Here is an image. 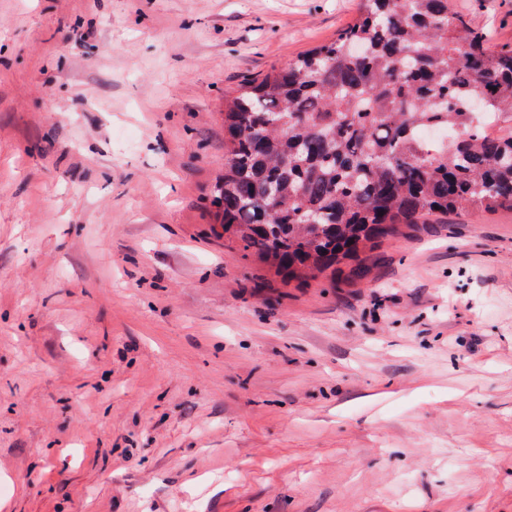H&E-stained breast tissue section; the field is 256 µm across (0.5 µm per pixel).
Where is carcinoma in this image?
Wrapping results in <instances>:
<instances>
[{"label":"carcinoma","instance_id":"cac0c4a2","mask_svg":"<svg viewBox=\"0 0 512 512\" xmlns=\"http://www.w3.org/2000/svg\"><path fill=\"white\" fill-rule=\"evenodd\" d=\"M487 42L448 0H363L335 40L225 92L224 233L298 277L433 215L512 211V47Z\"/></svg>","mask_w":512,"mask_h":512}]
</instances>
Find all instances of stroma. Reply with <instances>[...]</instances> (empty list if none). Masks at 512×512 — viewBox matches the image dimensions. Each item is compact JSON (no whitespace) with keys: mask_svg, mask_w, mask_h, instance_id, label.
I'll list each match as a JSON object with an SVG mask.
<instances>
[{"mask_svg":"<svg viewBox=\"0 0 512 512\" xmlns=\"http://www.w3.org/2000/svg\"><path fill=\"white\" fill-rule=\"evenodd\" d=\"M360 11L0 0V512H512V211L292 281L215 216L225 92Z\"/></svg>","mask_w":512,"mask_h":512,"instance_id":"stroma-1","label":"stroma"}]
</instances>
